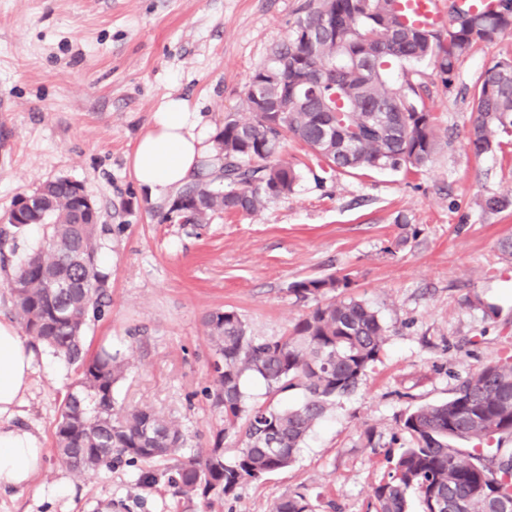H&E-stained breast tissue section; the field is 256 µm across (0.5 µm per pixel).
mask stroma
<instances>
[{
    "mask_svg": "<svg viewBox=\"0 0 512 512\" xmlns=\"http://www.w3.org/2000/svg\"><path fill=\"white\" fill-rule=\"evenodd\" d=\"M304 0H0V229L19 195L66 177L83 185L107 228L100 263L109 305L90 323L89 350L110 344L132 365L115 392L126 408L176 419L188 450L207 447L218 420L202 390L210 351L203 316L235 310L257 336L292 328L308 305L290 293L305 278H347L389 341L357 390L312 430L296 462L244 481L223 512H269L305 492L336 512H369L387 475L382 447L415 407L446 401L486 364L512 356V134L474 155L471 97L484 71L512 60V31L463 58L452 83L432 64L407 71L433 117L431 163L411 172L331 171L300 143L284 154L299 174L292 192L250 213L206 224L168 219L148 201L128 156L164 96L187 99L223 125L246 115L249 75L287 41ZM393 64V76H401ZM43 235L0 248V322L16 323L7 283ZM15 421L44 448V470L23 491L1 490L0 512H94L131 497L134 512H202L166 483L137 485L123 463L76 477L54 453L58 410L78 378L41 343Z\"/></svg>",
    "mask_w": 512,
    "mask_h": 512,
    "instance_id": "obj_1",
    "label": "stroma"
}]
</instances>
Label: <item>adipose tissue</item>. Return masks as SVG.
I'll return each instance as SVG.
<instances>
[{
  "instance_id": "ef3b65f1",
  "label": "adipose tissue",
  "mask_w": 512,
  "mask_h": 512,
  "mask_svg": "<svg viewBox=\"0 0 512 512\" xmlns=\"http://www.w3.org/2000/svg\"><path fill=\"white\" fill-rule=\"evenodd\" d=\"M219 134L187 100L163 99L130 155L141 194L151 200L170 196L192 178L201 159L220 162ZM34 362V350L16 328L0 322V490L29 486L42 471L40 438L14 422L29 389Z\"/></svg>"
}]
</instances>
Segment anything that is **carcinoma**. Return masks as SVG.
I'll list each match as a JSON object with an SVG mask.
<instances>
[{
    "label": "carcinoma",
    "mask_w": 512,
    "mask_h": 512,
    "mask_svg": "<svg viewBox=\"0 0 512 512\" xmlns=\"http://www.w3.org/2000/svg\"><path fill=\"white\" fill-rule=\"evenodd\" d=\"M447 43L431 30L399 21L397 0H306L288 41L246 84L249 117L224 118L223 164L187 184L176 198L194 224L224 212L253 213L293 189L298 174L280 158L286 136L305 144L333 170L418 169L435 148V135L418 87L408 71L392 81L394 63L432 62L445 82L476 46L512 30V0L493 12L459 8ZM325 75L304 102L275 71L276 60ZM468 144L479 156L501 145L512 128V62L488 67L472 97ZM30 197L27 220L45 226L41 245L18 265L7 284L25 332L79 372L60 407L55 431L58 458L78 476H93L125 458L149 465L138 485L167 480L173 495L205 501L209 512L248 479L289 467L305 438L340 399L353 393L379 359L388 330L367 303L335 297L347 279H303L289 292L312 303L279 336H255L232 309L203 317L213 356L205 393L221 427L211 444L180 455L184 433L176 420L147 408L117 407L114 389L129 371L117 350L91 353L85 331L107 307L109 273L99 258L105 228L79 223L71 185L55 179ZM249 378L276 397L299 391L291 406L251 401ZM404 442L385 452L387 477L373 490L374 512H407L416 496L422 512H512V362L487 364L465 377L448 400L421 405L402 421ZM243 438L226 455L224 442ZM302 492L276 500L270 512H317Z\"/></svg>",
    "instance_id": "1"
}]
</instances>
